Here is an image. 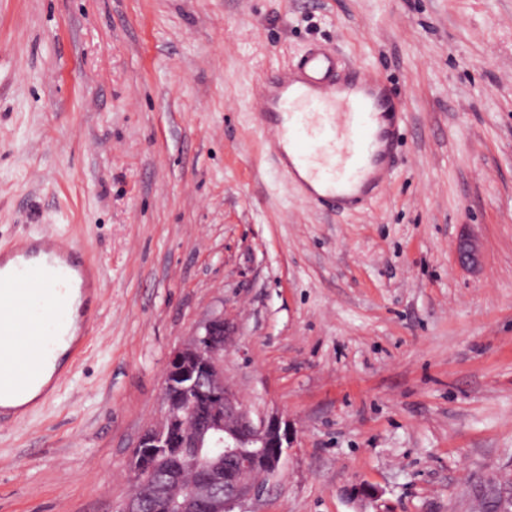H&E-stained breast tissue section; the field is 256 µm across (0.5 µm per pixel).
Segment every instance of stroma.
<instances>
[{
	"label": "stroma",
	"instance_id": "35a3bbf8",
	"mask_svg": "<svg viewBox=\"0 0 512 512\" xmlns=\"http://www.w3.org/2000/svg\"><path fill=\"white\" fill-rule=\"evenodd\" d=\"M316 43L408 111L350 209L307 202L258 129L263 76ZM48 228L100 305L0 427V512H119L168 360L214 314L226 380L293 430L247 512H483L512 474V0H0V245ZM456 259L459 267L467 270H476L482 262L481 247L472 235L460 237L456 247Z\"/></svg>",
	"mask_w": 512,
	"mask_h": 512
}]
</instances>
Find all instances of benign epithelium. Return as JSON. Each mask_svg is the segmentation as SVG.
Returning a JSON list of instances; mask_svg holds the SVG:
<instances>
[{"label":"benign epithelium","instance_id":"benign-epithelium-1","mask_svg":"<svg viewBox=\"0 0 512 512\" xmlns=\"http://www.w3.org/2000/svg\"><path fill=\"white\" fill-rule=\"evenodd\" d=\"M456 259L463 269L480 267L475 237H460ZM225 336L224 315L216 314L172 352L163 420L138 440L130 465L137 491L121 512H235L280 475L292 444L288 421L254 419L225 383Z\"/></svg>","mask_w":512,"mask_h":512}]
</instances>
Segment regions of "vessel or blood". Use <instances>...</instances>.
I'll return each mask as SVG.
<instances>
[{
	"label": "vessel or blood",
	"mask_w": 512,
	"mask_h": 512,
	"mask_svg": "<svg viewBox=\"0 0 512 512\" xmlns=\"http://www.w3.org/2000/svg\"><path fill=\"white\" fill-rule=\"evenodd\" d=\"M339 55L310 48L260 85L268 151L289 171L305 170L307 201L354 206L392 175L405 109L387 81ZM101 279L63 235L42 232L0 252V423L14 402L40 387L59 349L85 348Z\"/></svg>",
	"instance_id": "obj_1"
}]
</instances>
